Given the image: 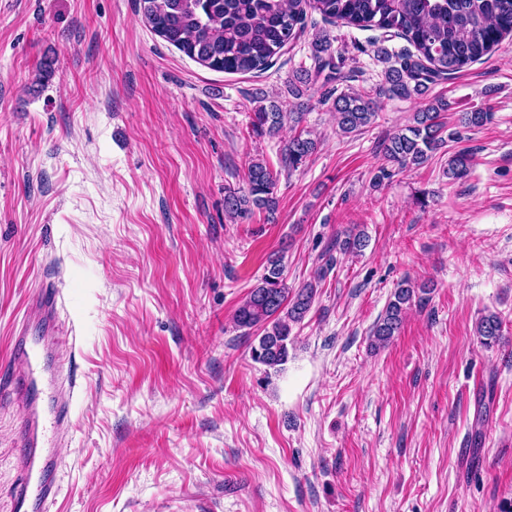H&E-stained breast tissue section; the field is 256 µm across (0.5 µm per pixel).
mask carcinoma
<instances>
[{"mask_svg": "<svg viewBox=\"0 0 512 512\" xmlns=\"http://www.w3.org/2000/svg\"><path fill=\"white\" fill-rule=\"evenodd\" d=\"M139 10L162 40L201 65L225 73L264 71L281 51L304 32L307 11L319 13L328 23L376 27L405 39L414 50L394 56L380 47L379 61L387 64L384 82L375 95L339 93L334 111L345 134L369 128L379 111L377 98L410 99L422 96L428 85L450 78L483 60L507 36L512 35V0H139ZM314 73L338 74L342 57L334 55L329 35L312 43ZM451 107L444 97L429 102L413 113L412 122L390 134L383 144L387 160L399 169L424 165L444 147L442 114ZM302 122V113L285 112L274 100L262 96L252 117L253 130L274 135L285 124ZM493 113L482 108L460 115L467 127H482ZM317 141L310 133L289 138L282 162L292 172L315 152ZM472 155L459 150L448 158L447 175L460 180L470 173ZM277 176L262 162L249 164L246 187L228 190L224 211L235 220H247L254 211L271 214L277 205ZM362 233L348 234L337 241L340 250L355 253L365 246ZM317 284L297 289L288 287L283 266L269 261L266 273L235 311L236 327L261 331L251 347V359L270 369L287 363L294 348L291 324L301 322L312 308ZM427 287L416 288L402 281L372 330L375 340L385 345L396 336L412 303L425 301ZM502 322L494 314L481 318L477 333L488 346L500 340Z\"/></svg>", "mask_w": 512, "mask_h": 512, "instance_id": "cac0c4a2", "label": "carcinoma"}]
</instances>
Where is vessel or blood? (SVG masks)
I'll use <instances>...</instances> for the list:
<instances>
[{
	"mask_svg": "<svg viewBox=\"0 0 512 512\" xmlns=\"http://www.w3.org/2000/svg\"><path fill=\"white\" fill-rule=\"evenodd\" d=\"M38 335H31V328ZM70 330L62 322L57 292L42 285L26 301L12 339L16 366L10 384L23 407L18 431L19 478L10 497V512H54L59 493L60 435L69 427L71 409L61 397L65 359L61 348Z\"/></svg>",
	"mask_w": 512,
	"mask_h": 512,
	"instance_id": "b4317fda",
	"label": "vessel or blood"
}]
</instances>
